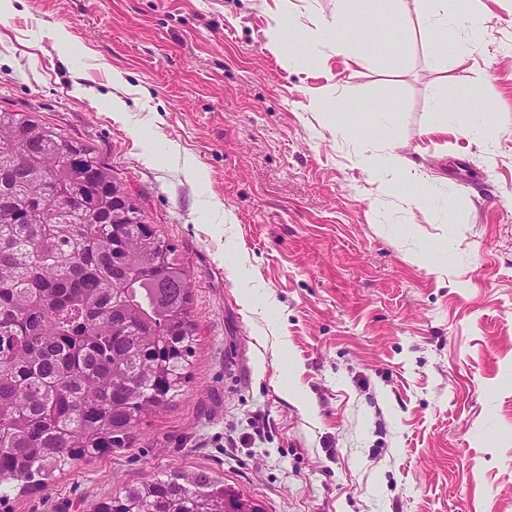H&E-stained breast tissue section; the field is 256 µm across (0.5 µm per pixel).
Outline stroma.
<instances>
[{
  "label": "stroma",
  "instance_id": "stroma-1",
  "mask_svg": "<svg viewBox=\"0 0 512 512\" xmlns=\"http://www.w3.org/2000/svg\"><path fill=\"white\" fill-rule=\"evenodd\" d=\"M272 4L11 0L0 109L109 167L175 246L199 337L182 395L128 447L14 487L6 512H93L190 470L265 512H512V0H473L479 42L445 46L361 0L351 67L268 48ZM322 94L349 135L308 110ZM378 121L425 207L356 166Z\"/></svg>",
  "mask_w": 512,
  "mask_h": 512
}]
</instances>
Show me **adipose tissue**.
Wrapping results in <instances>:
<instances>
[{
    "label": "adipose tissue",
    "mask_w": 512,
    "mask_h": 512,
    "mask_svg": "<svg viewBox=\"0 0 512 512\" xmlns=\"http://www.w3.org/2000/svg\"><path fill=\"white\" fill-rule=\"evenodd\" d=\"M268 12L266 37L272 49L289 53L315 55L317 48L325 47L343 53L347 65L360 64V56L347 49L346 37L357 21L356 0H336L330 15L317 21L315 29L294 26L291 19L292 0H273ZM356 163L372 181L392 187V175H405L402 158L395 153H378L373 149L360 150Z\"/></svg>",
    "instance_id": "1"
}]
</instances>
